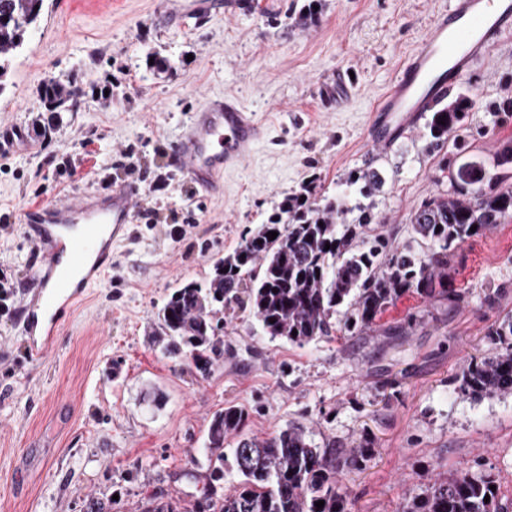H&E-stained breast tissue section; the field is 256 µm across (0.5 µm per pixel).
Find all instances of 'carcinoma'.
I'll list each match as a JSON object with an SVG mask.
<instances>
[{
  "label": "carcinoma",
  "instance_id": "1",
  "mask_svg": "<svg viewBox=\"0 0 512 512\" xmlns=\"http://www.w3.org/2000/svg\"><path fill=\"white\" fill-rule=\"evenodd\" d=\"M44 0H0V56L20 48L41 15ZM45 111L59 118L76 112L84 90L69 82L42 87ZM473 106L462 94L431 112L426 128L432 143L453 141L462 161L452 176L456 190L422 203L410 217V242L399 247L373 224L369 208L347 207L336 198L288 199L282 214L247 230L243 243L216 263L204 284L176 289L158 313L169 352L203 376L224 358V321L217 314L247 296L253 317L272 338L303 346L336 332L356 335L372 329L404 296L456 303L464 293L448 279V254L512 218V183L484 162L465 155L464 120ZM384 179L376 168L363 169L346 181L351 194L368 197ZM359 215L349 220L353 211ZM476 230H471V227ZM275 231V239L267 233ZM428 251H415L413 244ZM330 248H325V245ZM297 334H292V331ZM498 346L495 355L473 358L459 377L460 392L474 400L512 394V314L488 329ZM249 414L228 406L214 415L208 429L209 464L192 474L200 496L152 499L146 512H348L337 476L365 459L336 458L333 447L318 448L302 424L265 438L245 433ZM231 438L234 465L242 477L236 489L216 496L214 482L224 478V442ZM495 475L468 465L436 479L410 499L402 512H508L498 500ZM489 501H484V498ZM322 500L319 508L315 502Z\"/></svg>",
  "mask_w": 512,
  "mask_h": 512
}]
</instances>
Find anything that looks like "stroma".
Here are the masks:
<instances>
[{
    "instance_id": "obj_1",
    "label": "stroma",
    "mask_w": 512,
    "mask_h": 512,
    "mask_svg": "<svg viewBox=\"0 0 512 512\" xmlns=\"http://www.w3.org/2000/svg\"><path fill=\"white\" fill-rule=\"evenodd\" d=\"M211 0L210 15L169 25L166 0H44L23 48L5 61L0 122L24 130L44 115L45 80L85 90L45 146L0 159V274L16 285L0 313V512H143L148 498L194 492L207 463L216 412L249 414V434L307 426L317 446L369 457L339 475L350 512H400L460 463L491 471L512 500V395L472 400L458 378L471 357L490 356L488 327L512 311V220L449 257L463 301L439 306L416 295L382 318L393 335H337L299 347L262 333L249 310L227 309L224 360L203 378L168 357L157 315L169 295L203 282L219 259L266 223L306 184L337 197L352 171L374 167L385 183L368 203L378 223L409 240L422 202L451 191L442 168L452 145L432 146L427 115L385 152L370 149L374 99L399 60L449 0ZM168 57L156 75L148 53ZM352 73L340 107H321L315 84ZM111 83L112 94L95 89ZM474 106L469 153L492 164L512 141V36L461 82ZM228 93L270 134L218 191H197L172 149L205 97ZM140 183L128 237L112 248L102 280L78 301L54 354L35 365L17 328L37 259L17 217L68 197Z\"/></svg>"
}]
</instances>
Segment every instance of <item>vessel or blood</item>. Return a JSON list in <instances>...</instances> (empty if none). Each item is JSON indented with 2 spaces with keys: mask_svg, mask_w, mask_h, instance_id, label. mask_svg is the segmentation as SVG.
<instances>
[{
  "mask_svg": "<svg viewBox=\"0 0 512 512\" xmlns=\"http://www.w3.org/2000/svg\"><path fill=\"white\" fill-rule=\"evenodd\" d=\"M507 35H512V0H452L435 13L372 106L370 142L376 151L390 148L421 112L447 99L475 62L489 58ZM266 137L264 124L245 104L212 95L194 112L174 155L184 175L208 194ZM140 194V184L127 183L107 193L81 191L22 213L24 235L39 255L30 275V298L19 317L30 362L46 360L66 325L69 315L60 302L81 299L110 265L112 247L133 223Z\"/></svg>",
  "mask_w": 512,
  "mask_h": 512,
  "instance_id": "b4317fda",
  "label": "vessel or blood"
}]
</instances>
